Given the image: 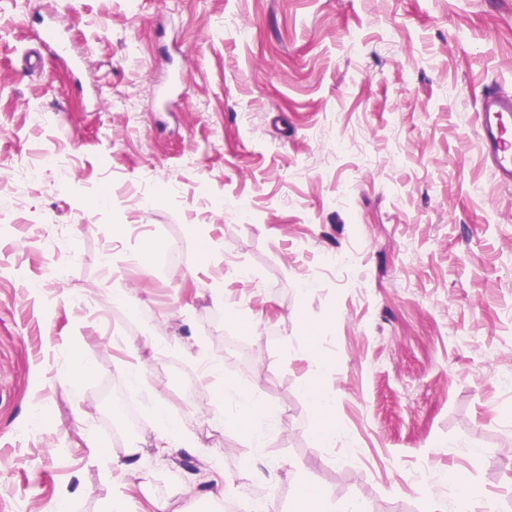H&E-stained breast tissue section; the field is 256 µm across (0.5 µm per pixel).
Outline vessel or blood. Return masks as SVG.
<instances>
[{
	"label": "vessel or blood",
	"instance_id": "vessel-or-blood-1",
	"mask_svg": "<svg viewBox=\"0 0 512 512\" xmlns=\"http://www.w3.org/2000/svg\"><path fill=\"white\" fill-rule=\"evenodd\" d=\"M483 156L500 185H512V95L492 90L485 96L478 129Z\"/></svg>",
	"mask_w": 512,
	"mask_h": 512
}]
</instances>
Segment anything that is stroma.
I'll return each mask as SVG.
<instances>
[{"mask_svg": "<svg viewBox=\"0 0 512 512\" xmlns=\"http://www.w3.org/2000/svg\"><path fill=\"white\" fill-rule=\"evenodd\" d=\"M40 17L69 52L31 72ZM493 88L512 93V0H0V173L71 162L0 213V512H226L243 480L278 486L272 512H454L449 471L512 512V188L478 139ZM336 252L353 267L324 265ZM137 367L132 423L105 397ZM252 394L280 408L260 445ZM159 408L185 443L159 447ZM133 444L137 475L114 470Z\"/></svg>", "mask_w": 512, "mask_h": 512, "instance_id": "1", "label": "stroma"}]
</instances>
